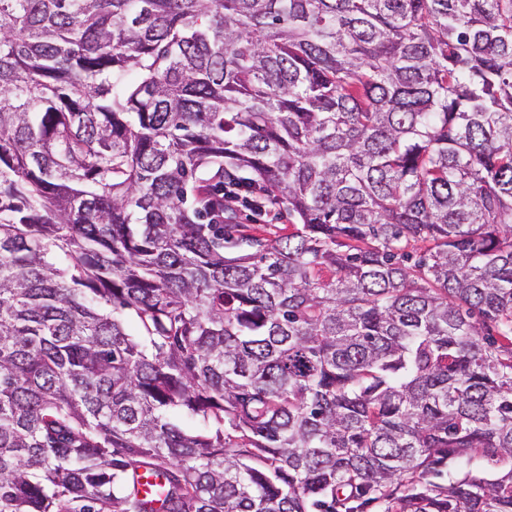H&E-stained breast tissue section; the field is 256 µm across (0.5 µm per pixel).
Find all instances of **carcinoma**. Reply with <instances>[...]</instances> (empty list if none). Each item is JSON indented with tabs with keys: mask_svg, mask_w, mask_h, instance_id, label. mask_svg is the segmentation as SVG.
<instances>
[{
	"mask_svg": "<svg viewBox=\"0 0 512 512\" xmlns=\"http://www.w3.org/2000/svg\"><path fill=\"white\" fill-rule=\"evenodd\" d=\"M377 500L512 512V0H0V512ZM249 214L248 211H241V219H238L240 224H249L251 227L250 233L256 235L261 238H273L275 235L283 234L288 232V219L285 220L282 224H265L264 219L253 221L249 219V216H245ZM284 228H286L284 230ZM440 469L442 470V476L428 475L423 480L417 476L413 481H415L414 483L418 480L422 482L446 483L449 474L457 477L473 474L487 478H495L499 474V465L482 455H477L470 461H453L448 459Z\"/></svg>",
	"mask_w": 512,
	"mask_h": 512,
	"instance_id": "cac0c4a2",
	"label": "carcinoma"
}]
</instances>
